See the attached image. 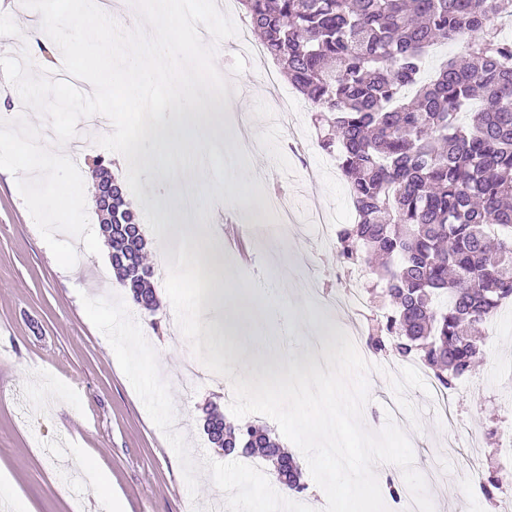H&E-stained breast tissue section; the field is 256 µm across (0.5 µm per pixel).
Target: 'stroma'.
<instances>
[{"label":"stroma","mask_w":512,"mask_h":512,"mask_svg":"<svg viewBox=\"0 0 512 512\" xmlns=\"http://www.w3.org/2000/svg\"><path fill=\"white\" fill-rule=\"evenodd\" d=\"M220 73H236L247 87L272 64L255 59L223 40L214 58ZM267 146L241 152L226 142L207 165L200 193L236 178L251 194L255 171L288 178L285 202L298 215L318 203L338 224L354 221L346 181L326 163L319 131L307 111L292 121L307 142L315 183L294 168L279 147L280 135L268 127L263 97L244 99L239 108ZM249 262H241L233 243L237 284L259 287L276 315L265 327L277 335L289 323L292 366L305 369L309 356L306 328L322 325L316 303L295 285L300 273L315 275L321 287L336 292V253L323 247L312 228L288 242V263L277 274L264 270L266 249L251 239ZM77 261L61 267L42 238L17 187V178L0 169V485L15 483L31 512H71L54 456L64 454L79 469L103 470L112 487L81 491L82 512H322L325 494L311 474L305 491L291 495L276 483L270 465L251 458L248 469L213 448L198 424L205 404L229 413L231 385L208 379L189 385L176 371L192 350L181 333L165 287V274L153 285L159 307H137L116 278L108 252L94 255L74 240ZM483 355L471 376L448 393L447 413L438 415L433 388L417 360L378 359L368 374L369 400L364 425L382 429L392 407L407 434L414 467L438 507L449 512H488L479 490L489 476L512 485V466L499 464L500 430L512 427V304L503 306L481 333ZM482 471L467 474L472 457Z\"/></svg>","instance_id":"obj_1"}]
</instances>
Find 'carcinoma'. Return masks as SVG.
I'll return each instance as SVG.
<instances>
[{
  "label": "carcinoma",
  "mask_w": 512,
  "mask_h": 512,
  "mask_svg": "<svg viewBox=\"0 0 512 512\" xmlns=\"http://www.w3.org/2000/svg\"><path fill=\"white\" fill-rule=\"evenodd\" d=\"M268 56L326 130L357 220L337 228L336 258L373 254L392 313L368 328L373 355L417 357L437 386L472 373L480 346L470 331L512 301V38L491 17L512 0H238ZM463 43L425 78L427 53ZM469 113V121L460 116ZM110 262L133 302L158 305L147 241L125 188L101 211ZM211 444L255 454L286 489L305 490L294 455L270 430L202 407Z\"/></svg>",
  "instance_id": "cac0c4a2"
}]
</instances>
